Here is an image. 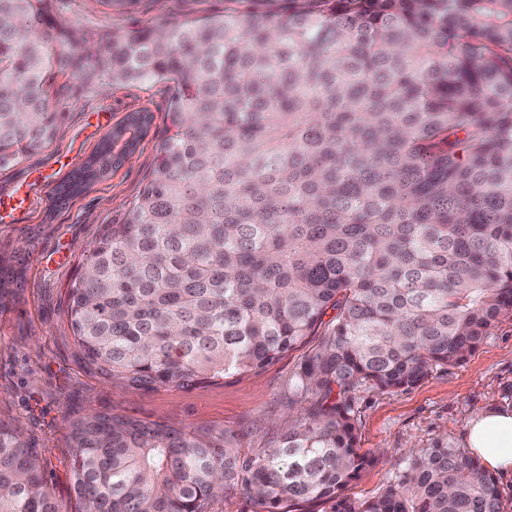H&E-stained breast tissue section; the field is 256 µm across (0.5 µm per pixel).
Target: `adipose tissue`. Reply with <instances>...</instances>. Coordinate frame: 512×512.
Segmentation results:
<instances>
[{
	"label": "adipose tissue",
	"instance_id": "obj_1",
	"mask_svg": "<svg viewBox=\"0 0 512 512\" xmlns=\"http://www.w3.org/2000/svg\"><path fill=\"white\" fill-rule=\"evenodd\" d=\"M466 443L487 470L512 475V410L490 411L470 420Z\"/></svg>",
	"mask_w": 512,
	"mask_h": 512
}]
</instances>
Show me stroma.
<instances>
[{
    "label": "stroma",
    "instance_id": "1",
    "mask_svg": "<svg viewBox=\"0 0 512 512\" xmlns=\"http://www.w3.org/2000/svg\"><path fill=\"white\" fill-rule=\"evenodd\" d=\"M57 27L78 50L92 49L113 26L153 18L194 19L221 11L222 0H164L150 13L109 14L97 0H47ZM170 90L130 83L102 89L86 78L58 77L51 103L63 118L53 140L21 162L0 168V196L14 187L30 195L28 210L0 223V423L36 448L54 499L68 512L72 488L71 422L93 413L121 414L175 428L223 429L243 454L272 445L288 416L293 351L256 372L193 387L131 390L87 370L65 316V292L105 224L126 219L155 164ZM146 109L153 122L136 152L81 195L57 204V190L128 113ZM512 409V315L498 319L484 343L461 364L438 367L420 384L397 391L356 392L365 451L383 450L343 491L360 500L378 494L410 452L445 437L465 447L469 419Z\"/></svg>",
    "mask_w": 512,
    "mask_h": 512
}]
</instances>
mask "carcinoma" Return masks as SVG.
I'll return each instance as SVG.
<instances>
[{
  "mask_svg": "<svg viewBox=\"0 0 512 512\" xmlns=\"http://www.w3.org/2000/svg\"><path fill=\"white\" fill-rule=\"evenodd\" d=\"M43 0H0V168L54 136L50 79L170 84L157 162L67 289L89 367L129 388L258 371L319 337L288 379L273 445L240 453L116 414L71 423L80 512H505L495 477L445 438L378 494L354 393L409 388L512 315V0H224L115 28L74 61ZM129 113L65 184L136 151ZM0 512H64L35 449L0 426Z\"/></svg>",
  "mask_w": 512,
  "mask_h": 512,
  "instance_id": "1",
  "label": "carcinoma"
}]
</instances>
